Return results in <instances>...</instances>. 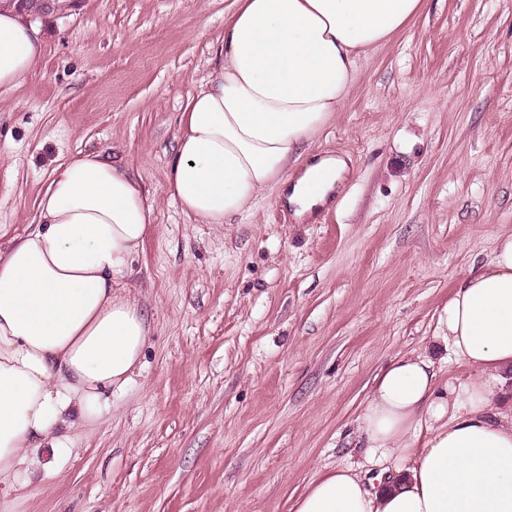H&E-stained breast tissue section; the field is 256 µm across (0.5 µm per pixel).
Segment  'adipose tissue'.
I'll list each match as a JSON object with an SVG mask.
<instances>
[{
	"instance_id": "adipose-tissue-1",
	"label": "adipose tissue",
	"mask_w": 512,
	"mask_h": 512,
	"mask_svg": "<svg viewBox=\"0 0 512 512\" xmlns=\"http://www.w3.org/2000/svg\"><path fill=\"white\" fill-rule=\"evenodd\" d=\"M424 0H236L215 67L187 97L170 197L202 224H224L278 189L297 217L342 188L346 159L313 152L345 106L358 58L403 29ZM44 40L0 5V90L38 66ZM153 219L138 180L91 151L55 166L38 226L0 251V486L27 450L54 449L69 419L98 420L124 393L152 325L124 282ZM481 370L448 382L438 352ZM512 375V230L442 305L425 351L373 378L360 416L362 470L308 485L293 512H512V414L493 408Z\"/></svg>"
}]
</instances>
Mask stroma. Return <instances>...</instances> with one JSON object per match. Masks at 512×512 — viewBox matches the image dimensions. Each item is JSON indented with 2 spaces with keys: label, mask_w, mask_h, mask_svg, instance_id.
Here are the masks:
<instances>
[{
  "label": "stroma",
  "mask_w": 512,
  "mask_h": 512,
  "mask_svg": "<svg viewBox=\"0 0 512 512\" xmlns=\"http://www.w3.org/2000/svg\"><path fill=\"white\" fill-rule=\"evenodd\" d=\"M234 0H75L32 16L44 56L0 94V250L47 174L111 155L154 203L128 288L154 333L126 394L20 468L0 512H290L363 461L374 375L423 351L438 308L512 228V0H427L362 56L315 149L347 158L299 220L266 192L190 221L167 182L186 97Z\"/></svg>",
  "instance_id": "1"
}]
</instances>
